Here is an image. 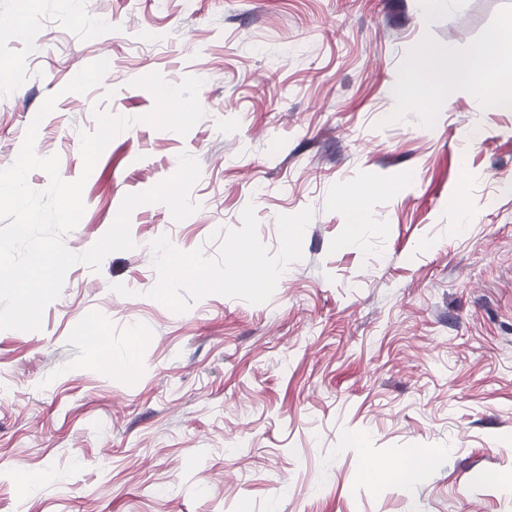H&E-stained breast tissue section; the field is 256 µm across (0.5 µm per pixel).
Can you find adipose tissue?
Instances as JSON below:
<instances>
[{
    "label": "adipose tissue",
    "mask_w": 512,
    "mask_h": 512,
    "mask_svg": "<svg viewBox=\"0 0 512 512\" xmlns=\"http://www.w3.org/2000/svg\"><path fill=\"white\" fill-rule=\"evenodd\" d=\"M406 71L411 77L413 92L424 102L434 100L448 87L459 83L511 77L512 19L467 54H458L451 47L437 49L410 60Z\"/></svg>",
    "instance_id": "obj_1"
}]
</instances>
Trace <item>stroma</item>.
I'll return each mask as SVG.
<instances>
[{"instance_id":"1","label":"stroma","mask_w":512,"mask_h":512,"mask_svg":"<svg viewBox=\"0 0 512 512\" xmlns=\"http://www.w3.org/2000/svg\"><path fill=\"white\" fill-rule=\"evenodd\" d=\"M511 18L512 0H0V169L34 124L76 180L97 112L132 120L83 175L72 252L180 154L201 169L196 213L139 205L132 249L73 265L40 330H0V512H512L505 84L392 94L410 58ZM100 59V86L67 91ZM153 72L202 79L187 134L142 122Z\"/></svg>"}]
</instances>
